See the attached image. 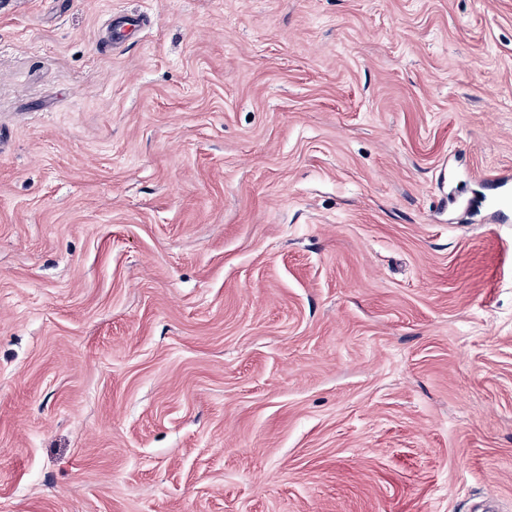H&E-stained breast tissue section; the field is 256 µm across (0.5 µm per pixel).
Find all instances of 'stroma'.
<instances>
[{
  "label": "stroma",
  "instance_id": "obj_1",
  "mask_svg": "<svg viewBox=\"0 0 512 512\" xmlns=\"http://www.w3.org/2000/svg\"><path fill=\"white\" fill-rule=\"evenodd\" d=\"M512 0H0V512H512ZM499 192L492 197H485L484 204L497 217L505 222L512 217V183L509 176L498 175L495 177ZM511 184V188H510Z\"/></svg>",
  "mask_w": 512,
  "mask_h": 512
}]
</instances>
